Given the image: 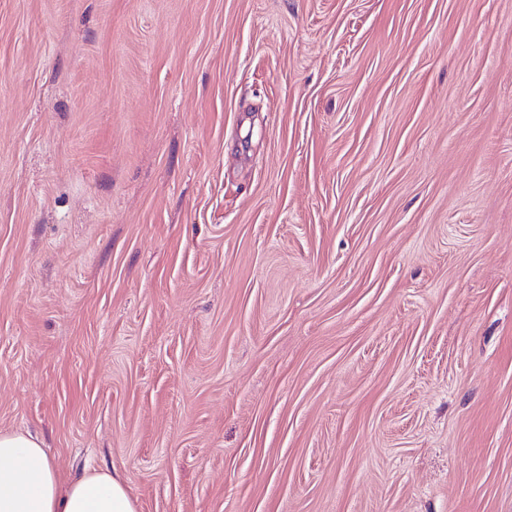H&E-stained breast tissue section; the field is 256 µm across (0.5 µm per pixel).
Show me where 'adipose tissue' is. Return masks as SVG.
<instances>
[{
	"label": "adipose tissue",
	"mask_w": 512,
	"mask_h": 512,
	"mask_svg": "<svg viewBox=\"0 0 512 512\" xmlns=\"http://www.w3.org/2000/svg\"><path fill=\"white\" fill-rule=\"evenodd\" d=\"M0 512H137L123 477L91 469L62 481L29 433L0 430Z\"/></svg>",
	"instance_id": "adipose-tissue-1"
}]
</instances>
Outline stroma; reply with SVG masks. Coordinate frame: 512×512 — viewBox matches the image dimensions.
Here are the masks:
<instances>
[{
  "label": "stroma",
  "mask_w": 512,
  "mask_h": 512,
  "mask_svg": "<svg viewBox=\"0 0 512 512\" xmlns=\"http://www.w3.org/2000/svg\"><path fill=\"white\" fill-rule=\"evenodd\" d=\"M0 429L138 512H512V0H0Z\"/></svg>",
  "instance_id": "obj_1"
}]
</instances>
